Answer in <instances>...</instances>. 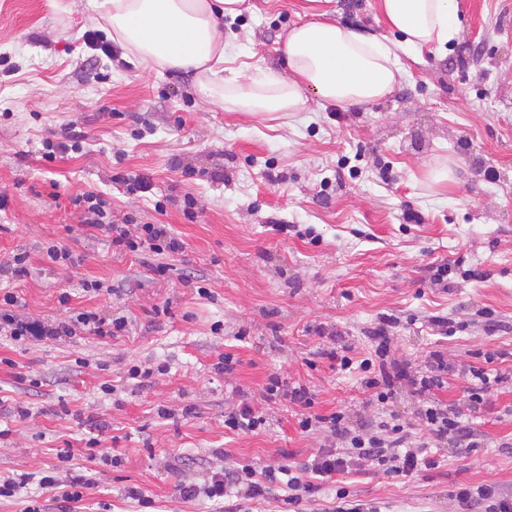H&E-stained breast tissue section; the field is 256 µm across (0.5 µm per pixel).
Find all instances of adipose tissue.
Segmentation results:
<instances>
[{"label":"adipose tissue","instance_id":"ef3b65f1","mask_svg":"<svg viewBox=\"0 0 512 512\" xmlns=\"http://www.w3.org/2000/svg\"><path fill=\"white\" fill-rule=\"evenodd\" d=\"M104 28L154 69L192 71L199 95L225 110L306 112L312 103L365 105L390 94L402 72L391 45L331 19L289 30L280 48L288 76L224 78V21L246 0H102ZM384 23L406 48L442 46L459 27L458 0H380Z\"/></svg>","mask_w":512,"mask_h":512}]
</instances>
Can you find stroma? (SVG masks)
Wrapping results in <instances>:
<instances>
[{"label": "stroma", "mask_w": 512, "mask_h": 512, "mask_svg": "<svg viewBox=\"0 0 512 512\" xmlns=\"http://www.w3.org/2000/svg\"><path fill=\"white\" fill-rule=\"evenodd\" d=\"M250 2L255 13L224 22L228 78L244 81L259 68L286 74L279 48L288 31L321 13L399 39L378 22L379 0ZM458 2V33L441 49L399 51L402 78L386 98L254 114L201 100L192 74L145 68L122 50L93 56L82 35L102 26L94 0H0V194L8 197L0 264L23 249L31 266L12 284L17 311L62 319L97 310L129 322L115 338L19 346L0 336V476L39 474L67 450L94 481L76 512H137L133 487L152 499L148 512H226L179 494L181 484L203 481L214 451L260 469L303 461L328 439L301 431L296 406L265 402L273 372L315 389L319 413L346 410L354 426L378 419L359 370L326 359L311 369L305 359L321 326L361 361L365 331L392 313L396 360L422 368L437 351L449 365L433 400L462 403L469 367L501 375L485 403L466 409L481 446L432 449L436 466L411 478L337 475L304 512H324L340 488L382 512H451V491L488 481L512 493V0ZM71 125L86 134L81 150L42 159L43 140ZM442 164L453 182L431 183L428 170ZM128 173L147 175L151 190L127 193L119 178ZM90 191L109 200L114 223L170 225L185 250L169 257L166 275L153 272L151 253L113 250L82 224L73 199ZM188 195L191 221L182 212ZM408 209L419 222L405 220ZM309 227L314 237H305ZM48 241L69 248L77 266L50 268L41 252ZM443 260L486 277L436 281L431 266ZM188 277L210 298L185 286ZM87 279L113 295L84 292ZM485 307L505 331L486 335ZM435 315L465 327L439 334ZM224 353L237 361L226 375L212 368ZM139 361L169 372L133 389L123 375ZM28 371L38 385L19 381ZM104 382L120 405L99 394ZM242 399L266 414V428L225 431V412ZM18 403L30 417L14 416ZM161 405L174 418L159 417ZM188 405L194 417L181 416ZM76 413L110 415L106 446L118 466L87 460L90 430Z\"/></svg>", "instance_id": "35a3bbf8"}]
</instances>
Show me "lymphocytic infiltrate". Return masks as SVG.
<instances>
[{
  "mask_svg": "<svg viewBox=\"0 0 512 512\" xmlns=\"http://www.w3.org/2000/svg\"><path fill=\"white\" fill-rule=\"evenodd\" d=\"M74 206L83 215V222L102 231L109 237L116 250L134 254L150 252L157 256L182 253L184 242L166 224H116L111 220L109 201L99 192H86L73 200ZM18 298L12 292L0 294V335L19 345L31 341L54 340L71 337L81 332L101 338L121 335L127 327L122 316H104L86 310L76 312L60 320H45L25 317L17 313ZM397 323L394 315H380L368 330L367 337L376 349L375 359H364L353 363L345 353L344 346L320 349V357L337 362L340 370L359 366L364 374L362 383L372 391L382 418L371 425L351 426L345 411L338 410L327 415L314 412L316 394L306 385L288 381L278 374L270 375L265 386V400L269 403L288 401L303 408L304 414L298 424L302 431L326 429L331 442L312 452L307 460L258 470L249 465L231 461L211 472L203 483H185L180 492L185 499L199 498L221 502L229 498L253 501L266 498L273 485H281L285 504L297 507L302 501L319 495L324 484L342 472L361 471L369 467L386 473L412 477L422 469L433 466L426 448L427 440L412 438L400 418L389 408L395 395V383L405 380L422 394L442 387V372L446 365L439 352L429 355L428 372H421L411 364H387L385 357L390 349V332ZM430 438L437 441H454L458 447L473 449L477 446L474 431L464 418L463 411L456 406L433 403L417 409ZM37 482L40 488L53 489L58 493L63 512H70L72 504L83 500L84 493L93 482L83 474H73L67 480H59L47 473L40 479L31 475L0 478V498L24 497L27 505L23 512H42L37 495L29 493L27 486ZM458 512H512V495L504 493L496 484L484 483L458 488L452 494Z\"/></svg>",
  "mask_w": 512,
  "mask_h": 512,
  "instance_id": "1",
  "label": "lymphocytic infiltrate"
}]
</instances>
